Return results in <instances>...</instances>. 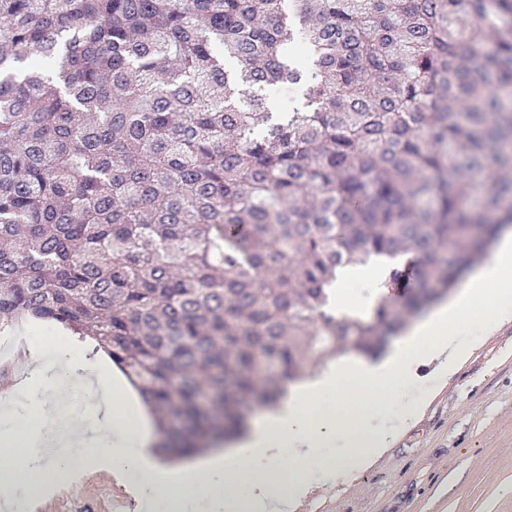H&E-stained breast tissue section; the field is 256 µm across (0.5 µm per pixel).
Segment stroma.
<instances>
[{
	"label": "stroma",
	"instance_id": "obj_1",
	"mask_svg": "<svg viewBox=\"0 0 512 512\" xmlns=\"http://www.w3.org/2000/svg\"><path fill=\"white\" fill-rule=\"evenodd\" d=\"M472 351L448 378L412 351V378L426 385L423 412L367 470L314 489L299 512H512V320L486 336L465 329ZM49 323H26L14 344L47 359L68 344ZM123 490L103 473L54 489L45 512H112Z\"/></svg>",
	"mask_w": 512,
	"mask_h": 512
}]
</instances>
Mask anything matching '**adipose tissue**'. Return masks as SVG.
I'll return each instance as SVG.
<instances>
[{
    "mask_svg": "<svg viewBox=\"0 0 512 512\" xmlns=\"http://www.w3.org/2000/svg\"><path fill=\"white\" fill-rule=\"evenodd\" d=\"M471 317L483 328L512 318V228L503 230L497 248L447 307L416 320L392 355L379 362L352 357L310 371L284 388L276 408L251 422L231 452L199 457L176 471L153 455L152 417L116 364L98 355L87 366L60 348L51 368L35 364L21 386L23 419L0 428V512H11L19 493L72 483L82 463L130 483L138 502L162 504L168 512H294L312 482L304 462L316 449L344 441L341 459L319 467L336 479L390 448L419 403L406 380L412 346L429 339L430 361L448 370L462 356L459 326ZM82 382L91 387L90 414L77 428L57 422L50 394Z\"/></svg>",
    "mask_w": 512,
    "mask_h": 512,
    "instance_id": "adipose-tissue-1",
    "label": "adipose tissue"
}]
</instances>
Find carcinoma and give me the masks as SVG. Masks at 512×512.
Instances as JSON below:
<instances>
[{
    "instance_id": "obj_1",
    "label": "carcinoma",
    "mask_w": 512,
    "mask_h": 512,
    "mask_svg": "<svg viewBox=\"0 0 512 512\" xmlns=\"http://www.w3.org/2000/svg\"><path fill=\"white\" fill-rule=\"evenodd\" d=\"M509 222L512 0H0V326L90 337L193 452L402 326L326 314L337 267L413 265V315Z\"/></svg>"
}]
</instances>
